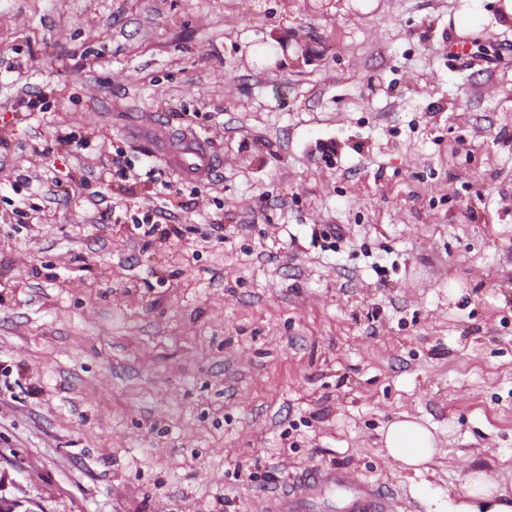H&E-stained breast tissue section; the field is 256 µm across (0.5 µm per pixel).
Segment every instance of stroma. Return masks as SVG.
<instances>
[{
    "instance_id": "stroma-1",
    "label": "stroma",
    "mask_w": 512,
    "mask_h": 512,
    "mask_svg": "<svg viewBox=\"0 0 512 512\" xmlns=\"http://www.w3.org/2000/svg\"><path fill=\"white\" fill-rule=\"evenodd\" d=\"M185 131L223 165L164 169L159 242L122 217L155 184L99 175ZM1 139L0 496L256 512L336 463L396 512L512 497V0H0ZM384 446L394 460L400 462L415 475L428 472L430 463L437 452L432 432L421 422L405 419L392 423L384 433ZM467 496H478L484 501V512H511L512 505L506 501L497 502V488L485 474L471 475L467 482Z\"/></svg>"
}]
</instances>
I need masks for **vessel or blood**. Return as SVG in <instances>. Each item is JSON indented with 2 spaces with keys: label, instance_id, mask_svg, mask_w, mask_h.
<instances>
[{
  "label": "vessel or blood",
  "instance_id": "1",
  "mask_svg": "<svg viewBox=\"0 0 512 512\" xmlns=\"http://www.w3.org/2000/svg\"><path fill=\"white\" fill-rule=\"evenodd\" d=\"M165 159L181 175L198 182L211 180L220 165L207 142L192 136L180 140ZM327 490L339 492L341 512H393L392 492L336 464L305 468L285 489L268 496L261 512H316Z\"/></svg>",
  "mask_w": 512,
  "mask_h": 512
}]
</instances>
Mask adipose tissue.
<instances>
[{"label": "adipose tissue", "instance_id": "1", "mask_svg": "<svg viewBox=\"0 0 512 512\" xmlns=\"http://www.w3.org/2000/svg\"><path fill=\"white\" fill-rule=\"evenodd\" d=\"M383 442L390 457L417 475L426 472L437 452L432 432L413 419L392 423L384 433Z\"/></svg>", "mask_w": 512, "mask_h": 512}]
</instances>
